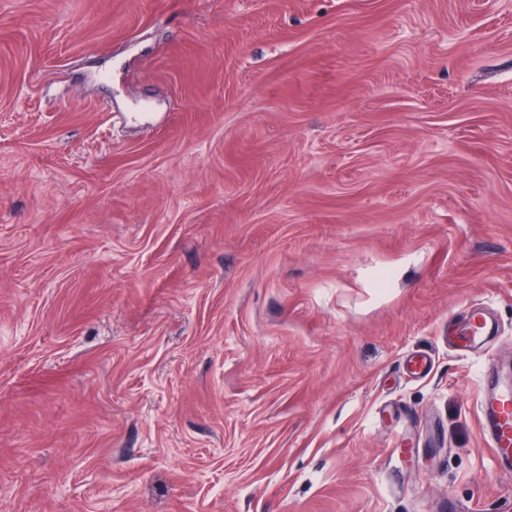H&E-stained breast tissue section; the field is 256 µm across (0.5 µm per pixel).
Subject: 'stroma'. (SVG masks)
<instances>
[{"instance_id": "35a3bbf8", "label": "stroma", "mask_w": 512, "mask_h": 512, "mask_svg": "<svg viewBox=\"0 0 512 512\" xmlns=\"http://www.w3.org/2000/svg\"><path fill=\"white\" fill-rule=\"evenodd\" d=\"M471 304L512 0H0V512H512Z\"/></svg>"}]
</instances>
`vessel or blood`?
<instances>
[{"label": "vessel or blood", "instance_id": "1", "mask_svg": "<svg viewBox=\"0 0 512 512\" xmlns=\"http://www.w3.org/2000/svg\"><path fill=\"white\" fill-rule=\"evenodd\" d=\"M462 331L452 345L462 354L477 350L485 357L479 426L495 455L497 468L512 473V384L501 378L494 352L499 326L482 307L467 308L461 318Z\"/></svg>", "mask_w": 512, "mask_h": 512}]
</instances>
